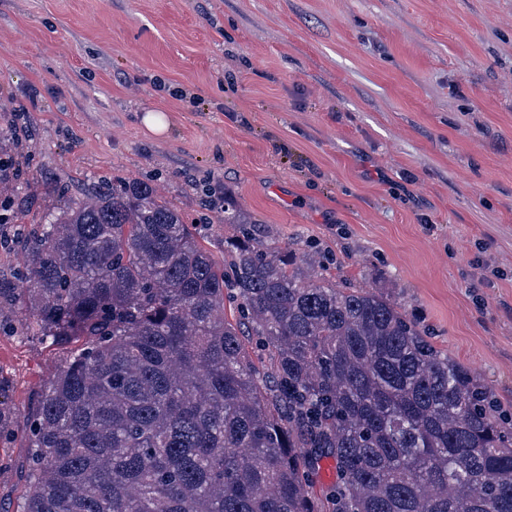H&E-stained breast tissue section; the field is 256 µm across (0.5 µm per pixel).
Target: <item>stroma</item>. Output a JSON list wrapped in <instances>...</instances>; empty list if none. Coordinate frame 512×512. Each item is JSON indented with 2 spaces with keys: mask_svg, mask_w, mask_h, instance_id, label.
<instances>
[{
  "mask_svg": "<svg viewBox=\"0 0 512 512\" xmlns=\"http://www.w3.org/2000/svg\"><path fill=\"white\" fill-rule=\"evenodd\" d=\"M0 134L31 174L7 233L57 184L151 183L216 259L232 214L337 280L385 281L512 413V0H0ZM15 312L0 512L66 354Z\"/></svg>",
  "mask_w": 512,
  "mask_h": 512,
  "instance_id": "35a3bbf8",
  "label": "stroma"
}]
</instances>
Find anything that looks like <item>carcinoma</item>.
I'll return each mask as SVG.
<instances>
[{"mask_svg": "<svg viewBox=\"0 0 512 512\" xmlns=\"http://www.w3.org/2000/svg\"><path fill=\"white\" fill-rule=\"evenodd\" d=\"M24 176L0 159V188ZM81 195L0 277V327L22 303L82 340L26 419L15 512H512V418L383 286L247 228L219 264L146 183Z\"/></svg>", "mask_w": 512, "mask_h": 512, "instance_id": "carcinoma-1", "label": "carcinoma"}]
</instances>
